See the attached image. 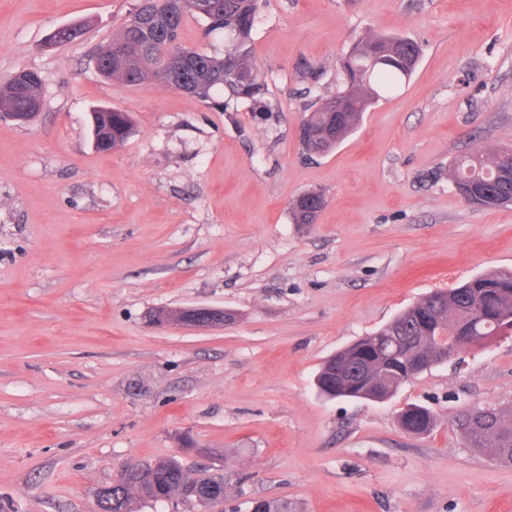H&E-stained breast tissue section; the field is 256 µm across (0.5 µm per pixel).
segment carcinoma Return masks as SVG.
<instances>
[{"instance_id": "1", "label": "carcinoma", "mask_w": 512, "mask_h": 512, "mask_svg": "<svg viewBox=\"0 0 512 512\" xmlns=\"http://www.w3.org/2000/svg\"><path fill=\"white\" fill-rule=\"evenodd\" d=\"M259 0H141L135 17L119 33L99 47L96 67L100 76L127 86L147 81L165 83L193 94L211 107L224 109L219 90L235 98L260 103L267 88L251 64L249 45L258 18ZM208 22L211 32L232 35L231 48L222 55L184 50L177 44L188 16ZM420 57L412 40L399 45L394 36H373L356 43L341 63L342 88L309 109L300 127L306 153L328 152L351 134L362 113L353 110L357 100L370 108L381 93L409 78ZM43 99V79L34 70H22L0 83V113L26 115ZM95 149L110 151L123 146L133 135L129 113L96 107L89 113ZM454 187L467 189L464 200L482 207L512 203V150L476 152L453 163ZM325 197L304 192L290 208L295 224H312ZM512 323V272H490L448 291H435L405 310L374 333L339 350L327 359L317 374V387L324 395L367 401L387 399L420 374L407 366L402 352L384 355L379 342L392 334L425 336L419 356L437 353L435 336L487 338L500 331L494 322ZM456 428L464 444L479 448L497 463L512 466V407L486 406L478 414L460 416ZM226 480L198 469L190 470L175 456L140 463V470L123 485L98 497V512H139L146 502L186 499L188 487L201 497L224 492ZM253 512H292L286 499H258Z\"/></svg>"}]
</instances>
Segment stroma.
<instances>
[{"mask_svg":"<svg viewBox=\"0 0 512 512\" xmlns=\"http://www.w3.org/2000/svg\"><path fill=\"white\" fill-rule=\"evenodd\" d=\"M140 0H0V80L38 71L44 103L0 120V512H97L125 467L197 451L227 479L223 512L285 498L296 512H512V467L454 420L512 405V333L427 369L388 400L315 386L336 351L403 308L512 269V205L455 191L451 164L512 147V0H261L251 62L263 103L226 110L98 74L94 51ZM85 35L44 47L57 27ZM421 48L409 80L332 152L307 156L306 109L341 86L362 39ZM230 40L187 18L181 47ZM129 112L93 149V107ZM323 193L296 224L301 193ZM233 310L220 328L157 327L151 310ZM436 417L400 428L409 405ZM88 120L97 151H110L123 146L134 132L129 113L119 109L96 107L89 113ZM326 202L322 193L317 191L304 192L296 199L290 208L293 223L313 224Z\"/></svg>","mask_w":512,"mask_h":512,"instance_id":"stroma-1","label":"stroma"}]
</instances>
